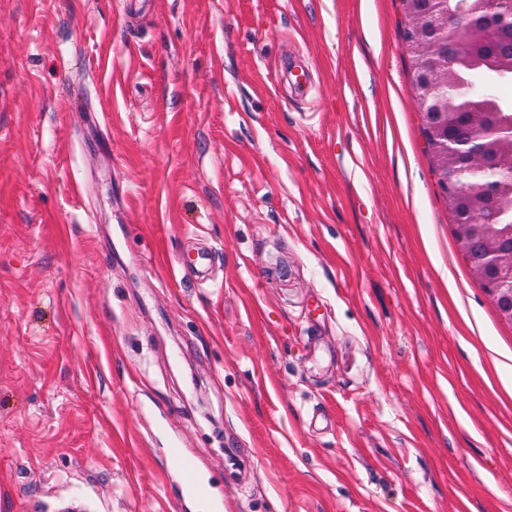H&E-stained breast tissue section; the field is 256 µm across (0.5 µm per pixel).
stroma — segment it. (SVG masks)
Instances as JSON below:
<instances>
[{"instance_id": "1", "label": "stroma", "mask_w": 512, "mask_h": 512, "mask_svg": "<svg viewBox=\"0 0 512 512\" xmlns=\"http://www.w3.org/2000/svg\"><path fill=\"white\" fill-rule=\"evenodd\" d=\"M411 63L402 0H0V512H200L177 451L212 512H512Z\"/></svg>"}]
</instances>
